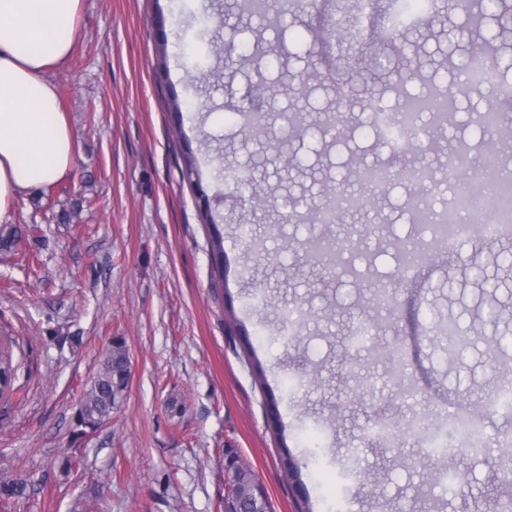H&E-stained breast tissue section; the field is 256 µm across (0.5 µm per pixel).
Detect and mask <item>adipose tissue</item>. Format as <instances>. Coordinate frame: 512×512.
I'll return each instance as SVG.
<instances>
[{"instance_id":"1","label":"adipose tissue","mask_w":512,"mask_h":512,"mask_svg":"<svg viewBox=\"0 0 512 512\" xmlns=\"http://www.w3.org/2000/svg\"><path fill=\"white\" fill-rule=\"evenodd\" d=\"M83 0H0V218L69 175L72 140L52 71L66 65Z\"/></svg>"}]
</instances>
